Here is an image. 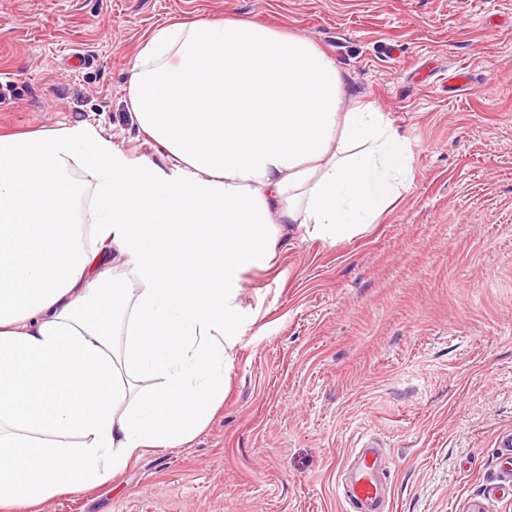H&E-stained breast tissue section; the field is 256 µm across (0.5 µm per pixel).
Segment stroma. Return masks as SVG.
<instances>
[{
  "label": "stroma",
  "instance_id": "35a3bbf8",
  "mask_svg": "<svg viewBox=\"0 0 512 512\" xmlns=\"http://www.w3.org/2000/svg\"><path fill=\"white\" fill-rule=\"evenodd\" d=\"M224 17L319 46L413 182L366 232L300 231L246 270L228 389L193 441L43 512H344L338 477L369 440L388 512H512V0H0V129L88 125L155 157L130 63L159 26Z\"/></svg>",
  "mask_w": 512,
  "mask_h": 512
}]
</instances>
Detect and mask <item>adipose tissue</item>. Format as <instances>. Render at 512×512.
<instances>
[{"label":"adipose tissue","mask_w":512,"mask_h":512,"mask_svg":"<svg viewBox=\"0 0 512 512\" xmlns=\"http://www.w3.org/2000/svg\"><path fill=\"white\" fill-rule=\"evenodd\" d=\"M126 92L159 161L91 127L0 134V512L193 440L224 400L243 272L285 231L362 232L413 180L384 113L343 109L334 61L255 21L158 28ZM114 249L135 287H110Z\"/></svg>","instance_id":"obj_1"}]
</instances>
